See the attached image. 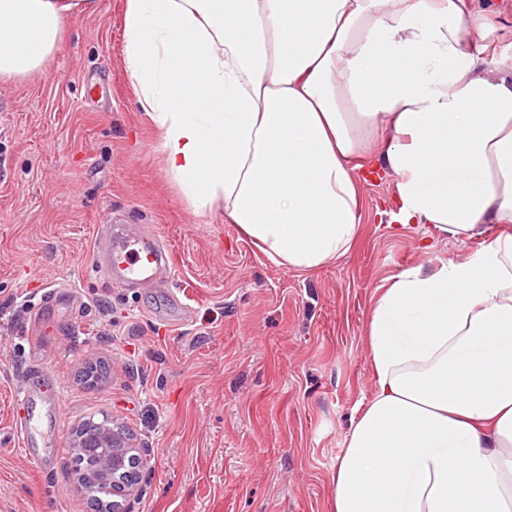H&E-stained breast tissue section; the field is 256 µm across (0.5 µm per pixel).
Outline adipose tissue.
<instances>
[{"mask_svg":"<svg viewBox=\"0 0 512 512\" xmlns=\"http://www.w3.org/2000/svg\"><path fill=\"white\" fill-rule=\"evenodd\" d=\"M96 0H0V78L44 70ZM474 0H126L125 64L195 211L311 275L384 169L396 221L476 252L408 265L367 320L375 378L331 512H512V66Z\"/></svg>","mask_w":512,"mask_h":512,"instance_id":"obj_1","label":"adipose tissue"}]
</instances>
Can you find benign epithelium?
I'll use <instances>...</instances> for the list:
<instances>
[{
    "label": "benign epithelium",
    "instance_id": "7a95c632",
    "mask_svg": "<svg viewBox=\"0 0 512 512\" xmlns=\"http://www.w3.org/2000/svg\"><path fill=\"white\" fill-rule=\"evenodd\" d=\"M71 447L95 454L98 482L112 483V512H132L129 500L140 491L143 460L126 428L93 421L87 432L76 436Z\"/></svg>",
    "mask_w": 512,
    "mask_h": 512
}]
</instances>
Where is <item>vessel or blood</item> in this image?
Listing matches in <instances>:
<instances>
[{"label": "vessel or blood", "instance_id": "1", "mask_svg": "<svg viewBox=\"0 0 512 512\" xmlns=\"http://www.w3.org/2000/svg\"><path fill=\"white\" fill-rule=\"evenodd\" d=\"M172 262V254L159 236L136 230L130 224H110L98 238L91 266L105 271L116 284L134 288L157 285L161 271ZM60 411V406L56 405L21 421L23 449L45 442L52 433L50 422Z\"/></svg>", "mask_w": 512, "mask_h": 512}]
</instances>
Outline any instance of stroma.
Instances as JSON below:
<instances>
[{
  "label": "stroma",
  "mask_w": 512,
  "mask_h": 512,
  "mask_svg": "<svg viewBox=\"0 0 512 512\" xmlns=\"http://www.w3.org/2000/svg\"><path fill=\"white\" fill-rule=\"evenodd\" d=\"M125 0L67 25L44 71L0 79V512H91L71 441L86 421L141 447L132 512H329L331 475L374 388L367 317L408 263L479 242L395 232L391 178L366 175L342 261L304 277L223 213L195 212L165 170L160 131L125 65ZM156 233L174 257L159 288L89 266L101 225ZM430 253H421L420 241ZM101 362L95 385L79 380ZM63 407L43 469L19 446L21 386Z\"/></svg>",
  "instance_id": "obj_1"
}]
</instances>
